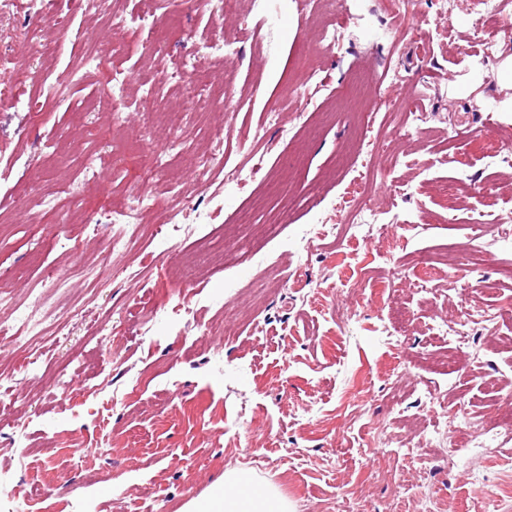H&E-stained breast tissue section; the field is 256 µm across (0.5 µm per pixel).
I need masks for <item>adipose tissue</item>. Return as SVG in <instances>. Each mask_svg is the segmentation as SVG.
Returning a JSON list of instances; mask_svg holds the SVG:
<instances>
[{
    "instance_id": "adipose-tissue-1",
    "label": "adipose tissue",
    "mask_w": 512,
    "mask_h": 512,
    "mask_svg": "<svg viewBox=\"0 0 512 512\" xmlns=\"http://www.w3.org/2000/svg\"><path fill=\"white\" fill-rule=\"evenodd\" d=\"M242 470L225 471L224 486L210 498L196 504V512H289L290 506L275 489L251 496L242 492Z\"/></svg>"
}]
</instances>
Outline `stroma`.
Segmentation results:
<instances>
[{"label": "stroma", "mask_w": 512, "mask_h": 512, "mask_svg": "<svg viewBox=\"0 0 512 512\" xmlns=\"http://www.w3.org/2000/svg\"><path fill=\"white\" fill-rule=\"evenodd\" d=\"M112 8L131 21L119 45L85 0H11L0 16V95L20 102L0 110V320L17 329L21 312L45 316L26 346L0 334V502L28 512L34 484L48 494L43 512H188L240 468L295 512H477L493 492L512 512V447L462 443L448 418L419 404L428 386L479 417L512 400V382L499 379L512 372V347L498 342L512 336V316L480 331L479 355L461 351L451 371L440 364L448 339L431 329L468 303L512 304V242L486 227L475 275L490 286L474 294L445 265L416 264L418 252L461 248L480 213L512 214V145L487 132L452 136L486 112L512 129L496 69L482 63L511 56L512 36L474 40L481 0H346L331 17L335 47L293 97L299 47L318 39L293 0H241L233 18L154 0L144 23L141 0ZM35 22L54 35L49 59L19 37ZM202 41L214 75L233 78L236 108L182 115L164 177L150 184L158 208L104 261L129 185L144 174L145 124L165 119L146 94L176 100V71ZM92 49L100 57L90 62ZM18 69L31 73L27 84L12 82ZM372 73L398 109L365 135L337 99ZM62 82L65 105L48 93ZM106 85L123 101L117 126L98 104ZM409 112L425 115L413 137L399 132ZM228 121L233 133L215 146ZM364 135L375 164L367 181ZM298 151L302 178L323 194L298 198L255 250L234 230L262 189L250 171L259 162L282 173ZM358 193L386 214L383 233L322 236ZM204 240L223 248L224 263L184 288L181 258ZM393 266L405 276L387 304L380 285ZM215 321L229 335H208Z\"/></svg>", "instance_id": "obj_1"}]
</instances>
